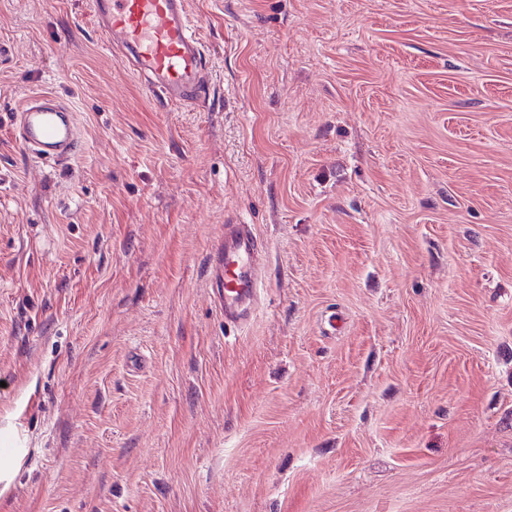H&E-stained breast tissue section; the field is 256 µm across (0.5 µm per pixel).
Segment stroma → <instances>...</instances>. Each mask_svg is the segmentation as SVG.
Segmentation results:
<instances>
[{"label": "stroma", "mask_w": 512, "mask_h": 512, "mask_svg": "<svg viewBox=\"0 0 512 512\" xmlns=\"http://www.w3.org/2000/svg\"><path fill=\"white\" fill-rule=\"evenodd\" d=\"M186 6L207 112L91 0H0V512H512V0ZM41 90L62 166L14 135ZM17 139L42 163L61 165L79 146L73 113L51 93L29 95L19 111ZM263 245L248 224L224 227L222 265L224 325L236 327L248 323L255 312L261 286L258 257Z\"/></svg>", "instance_id": "35a3bbf8"}]
</instances>
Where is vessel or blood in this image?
I'll use <instances>...</instances> for the list:
<instances>
[{
	"label": "vessel or blood",
	"mask_w": 512,
	"mask_h": 512,
	"mask_svg": "<svg viewBox=\"0 0 512 512\" xmlns=\"http://www.w3.org/2000/svg\"><path fill=\"white\" fill-rule=\"evenodd\" d=\"M91 5L101 39L128 63L149 94L209 111V59L193 30L186 0H92ZM17 139L34 159L55 165L65 163L79 146L72 112L47 92L24 100ZM262 248L250 225H225V326L246 324L254 315Z\"/></svg>",
	"instance_id": "1"
}]
</instances>
